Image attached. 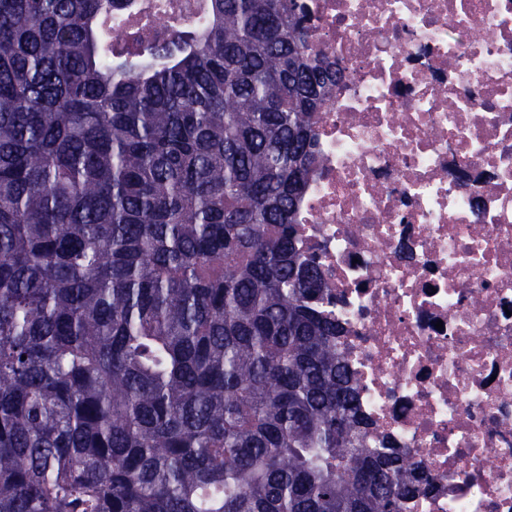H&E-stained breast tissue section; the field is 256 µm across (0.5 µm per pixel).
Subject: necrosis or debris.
Returning a JSON list of instances; mask_svg holds the SVG:
<instances>
[{
	"label": "necrosis or debris",
	"instance_id": "obj_1",
	"mask_svg": "<svg viewBox=\"0 0 512 512\" xmlns=\"http://www.w3.org/2000/svg\"><path fill=\"white\" fill-rule=\"evenodd\" d=\"M344 70L297 248L402 512H512V0H299Z\"/></svg>",
	"mask_w": 512,
	"mask_h": 512
}]
</instances>
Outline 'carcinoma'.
Wrapping results in <instances>:
<instances>
[{
	"mask_svg": "<svg viewBox=\"0 0 512 512\" xmlns=\"http://www.w3.org/2000/svg\"><path fill=\"white\" fill-rule=\"evenodd\" d=\"M0 0V512H401L293 214L343 78L297 0ZM154 11H137L132 14L125 13L112 21L113 36L115 43H128L133 45V38L149 39L160 35L162 27L154 21Z\"/></svg>",
	"mask_w": 512,
	"mask_h": 512,
	"instance_id": "1",
	"label": "carcinoma"
}]
</instances>
